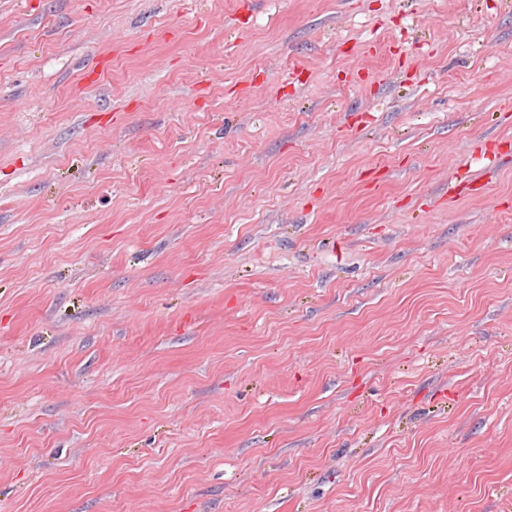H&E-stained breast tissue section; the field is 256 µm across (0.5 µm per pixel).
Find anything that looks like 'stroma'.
<instances>
[{"mask_svg":"<svg viewBox=\"0 0 512 512\" xmlns=\"http://www.w3.org/2000/svg\"><path fill=\"white\" fill-rule=\"evenodd\" d=\"M0 512H512V0H0Z\"/></svg>","mask_w":512,"mask_h":512,"instance_id":"35a3bbf8","label":"stroma"}]
</instances>
